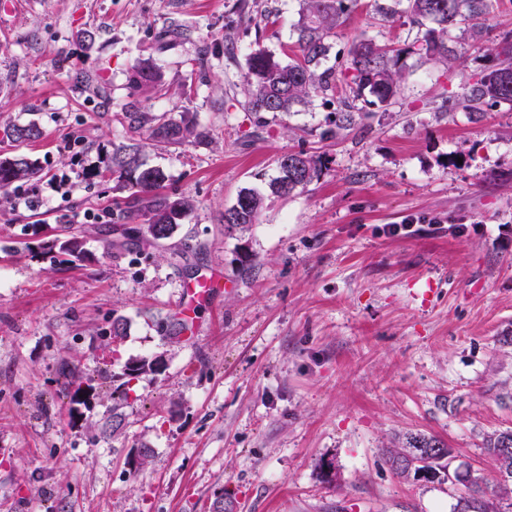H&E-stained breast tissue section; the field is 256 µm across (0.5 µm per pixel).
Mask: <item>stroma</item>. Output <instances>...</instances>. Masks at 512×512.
Instances as JSON below:
<instances>
[{
	"instance_id": "stroma-1",
	"label": "stroma",
	"mask_w": 512,
	"mask_h": 512,
	"mask_svg": "<svg viewBox=\"0 0 512 512\" xmlns=\"http://www.w3.org/2000/svg\"><path fill=\"white\" fill-rule=\"evenodd\" d=\"M297 10L0 0V130L43 131L0 151L36 162L27 191L77 177L34 210L0 193V512H210L220 496L235 512H452L464 487L387 464L409 431L443 440L481 486L497 483L483 438L512 428V105L473 119L461 101L512 30V0H496L478 39L449 34L452 67L407 58L388 109L330 141L319 134L332 97L261 131L244 108L249 53L291 52ZM173 27L181 37L157 49ZM418 34L405 14L357 0L324 64L340 67L357 37L401 47ZM148 58L162 86L132 93L129 70ZM134 94L154 112L193 114L207 137L144 147L165 192L194 208L171 238L116 250L125 193L83 166L125 141L112 116ZM301 149L323 156L319 179L225 231L239 192L267 190L275 158ZM71 229L84 259L53 246ZM213 272L224 286L185 341L179 285ZM155 355L166 369L136 381L120 430L106 389L71 415L61 362L88 378ZM142 446L150 456L133 462ZM4 134L8 142L26 143L35 142L42 137V131L36 123L13 124L4 130Z\"/></svg>"
}]
</instances>
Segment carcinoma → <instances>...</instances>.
<instances>
[{"mask_svg":"<svg viewBox=\"0 0 512 512\" xmlns=\"http://www.w3.org/2000/svg\"><path fill=\"white\" fill-rule=\"evenodd\" d=\"M404 13L412 23L421 28L418 36L404 48L380 45L372 39L359 38L352 42L342 64L351 78L340 80L336 70L319 69L326 57L329 41L336 37L337 29L345 22L354 0H299L298 18L293 24L296 35L294 57L288 63L280 61L273 53L257 48L249 58L246 76L245 109L254 117L258 127L268 123V117L292 112L295 106L307 104L314 96H335L339 108L334 119L321 132V138L332 139L351 129L360 117L356 101L370 95V105L388 106L397 95L405 73L403 60L415 56L423 64L449 65L455 62L448 49V31L462 26L471 36L480 35L479 21L492 7L493 0H405ZM497 63L483 71L467 89L463 108L471 116L482 114L488 104H512V31L501 35L495 49ZM161 82V74L149 62H140L131 68L130 83L138 87H153ZM128 134L127 142L115 147L109 160L112 178L128 191L123 204L116 207L117 220H142L144 234H138L134 226L123 229L124 247L143 239L155 243L166 240L183 224L193 210L187 197H174L162 192L166 176L159 167L150 166L142 159L140 137L155 145H183L190 139L198 140L195 120L184 112L174 119L167 113H154L141 101L134 99L113 115ZM11 143L35 142L42 137L40 127L31 122L14 124L4 130ZM278 176L269 183L270 195L277 198L292 197L304 191L319 178L324 163L321 157L304 150L288 151L276 159ZM36 173V163L23 154L0 157V191H7L15 182ZM268 195V196H270ZM268 196L246 189L236 202L224 210V226L229 232L243 230L258 221ZM59 248L77 259L86 255L83 240L71 235L60 241ZM153 359L130 358L125 362L122 382L116 387L119 402L112 405V430L122 423L120 403L133 392L132 382L140 375L155 373ZM60 374L75 386L70 392V402L85 405L84 395L95 393V387L77 381L74 370L66 362L60 365ZM406 448L452 449L441 439L422 432L404 435L399 446L386 451L387 463L398 476L403 473L396 461ZM497 497V487L484 489L473 483L469 493L457 499L453 512H461V504H476L471 512H488L494 506L491 499Z\"/></svg>","mask_w":512,"mask_h":512,"instance_id":"1","label":"carcinoma"}]
</instances>
